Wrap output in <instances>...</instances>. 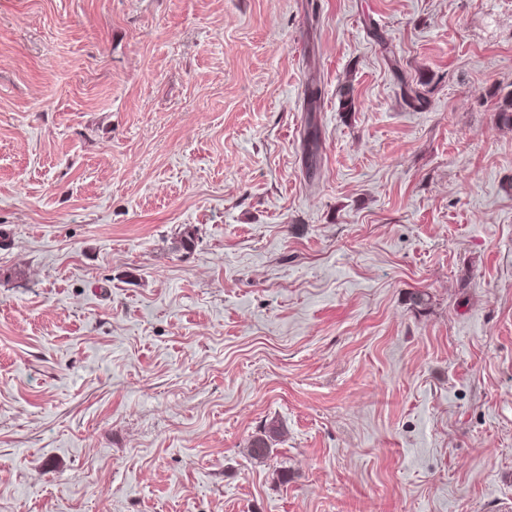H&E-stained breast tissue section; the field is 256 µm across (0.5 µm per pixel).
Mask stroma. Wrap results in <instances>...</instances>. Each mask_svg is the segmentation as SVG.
I'll use <instances>...</instances> for the list:
<instances>
[{
	"mask_svg": "<svg viewBox=\"0 0 512 512\" xmlns=\"http://www.w3.org/2000/svg\"><path fill=\"white\" fill-rule=\"evenodd\" d=\"M511 91L512 0H0V512H512Z\"/></svg>",
	"mask_w": 512,
	"mask_h": 512,
	"instance_id": "stroma-1",
	"label": "stroma"
}]
</instances>
